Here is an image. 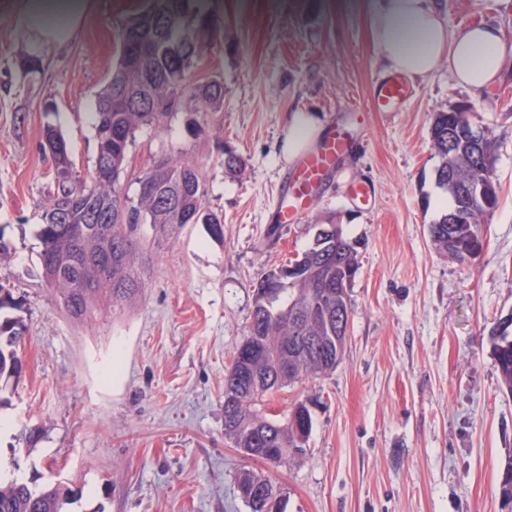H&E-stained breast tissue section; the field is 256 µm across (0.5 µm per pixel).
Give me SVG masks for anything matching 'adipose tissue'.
Returning <instances> with one entry per match:
<instances>
[{
	"label": "adipose tissue",
	"instance_id": "1",
	"mask_svg": "<svg viewBox=\"0 0 512 512\" xmlns=\"http://www.w3.org/2000/svg\"><path fill=\"white\" fill-rule=\"evenodd\" d=\"M91 5L92 0H14L13 11L40 43L62 46L81 32ZM368 23L389 72L425 79L444 62L457 83L479 94L502 71L500 30L489 24L450 33L440 19L436 0H370ZM321 129L318 113H293L288 120L284 154L296 159Z\"/></svg>",
	"mask_w": 512,
	"mask_h": 512
}]
</instances>
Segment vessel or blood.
Here are the masks:
<instances>
[{
  "instance_id": "1",
  "label": "vessel or blood",
  "mask_w": 512,
  "mask_h": 512,
  "mask_svg": "<svg viewBox=\"0 0 512 512\" xmlns=\"http://www.w3.org/2000/svg\"><path fill=\"white\" fill-rule=\"evenodd\" d=\"M410 94V83L403 77H393L381 82L373 98V105L381 112L396 111ZM352 144L345 132L338 131L330 137L323 151L307 155L296 173L297 186L287 200L280 203V221L287 224L307 210V196L322 176L330 170L337 156L350 151Z\"/></svg>"
}]
</instances>
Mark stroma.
<instances>
[{"mask_svg":"<svg viewBox=\"0 0 512 512\" xmlns=\"http://www.w3.org/2000/svg\"><path fill=\"white\" fill-rule=\"evenodd\" d=\"M0 0V286L18 318V377L0 380V462L81 491L68 512H250L235 488L248 460L224 435V375L248 334L255 286L302 255L318 224L356 241L349 338L335 370L267 398L283 413L309 406L303 453L272 475L284 512H508L497 487L512 458V394L500 383L488 331L512 313V0H439L450 32L492 22L504 67L475 95L440 68L416 80L396 112L372 96L389 73L367 27L369 0H181L203 45L198 82L218 80L224 103L203 130L178 104L141 129L119 185L165 155L195 166L203 205L224 237L177 229L153 255L133 302L101 298L79 322L41 277L36 231L54 191L46 125L65 137L90 179L91 112L122 30L149 0H95L65 46L35 47ZM466 105L495 142L497 207L480 226L481 253L464 262L434 245L440 211L436 113ZM320 113L354 145L316 186L306 214L280 223L277 199L292 163L288 116ZM231 146L241 172L224 168ZM368 186L359 195V186Z\"/></svg>","mask_w":512,"mask_h":512,"instance_id":"stroma-1","label":"stroma"}]
</instances>
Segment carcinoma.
<instances>
[{
  "mask_svg": "<svg viewBox=\"0 0 512 512\" xmlns=\"http://www.w3.org/2000/svg\"><path fill=\"white\" fill-rule=\"evenodd\" d=\"M120 50L112 67V82H107L97 93L93 112V129L97 144L92 184L77 179L76 190L81 199L74 217L82 221L87 231L97 232L103 223L87 219L88 213L109 215L112 219V257L95 251L77 236H67L56 217L57 198H51L42 214L37 238L41 244L42 277L53 291L59 305L74 288L91 285L92 292L82 300L84 310L76 317L84 318L92 311L98 295L105 291L116 304L136 299L146 288L148 269L144 254L152 245H160L172 230L181 225L176 210L164 205H151L155 195L175 192L182 214L195 218V223L207 226L210 235L223 238V223L212 212L204 211V185L199 172L187 164L167 162L152 167L137 178L139 191L131 198L118 187V179L136 133L155 121L168 116L161 105H134L114 94V86L136 80L140 72H147L157 81L163 93L187 96L195 103L194 111L216 113L224 100V87L214 81L216 93L197 94L198 84L192 81V71L200 56L196 39L186 33L184 20L176 7L156 10L137 16L120 35ZM182 58L178 71L169 69V59ZM473 121L471 113L456 112L450 116L439 112L433 118L430 137L440 158L435 170V185L450 199L448 208L431 224L435 244L459 261L469 259L481 251L480 225L484 216L496 207L474 205L467 198L466 184L495 180L491 138L477 147L468 136ZM456 135L454 152L448 151V130ZM44 138L54 151V171L73 170L66 141L53 125L44 129ZM149 224L155 231L153 244L144 242L140 226ZM296 281L280 289L277 299L270 304L255 301L250 315L248 335L236 348L230 367L224 376V401L232 400L235 409L225 415V432L235 448L256 451L257 466L241 468L235 482H248L254 476L268 473V468L287 463L296 452L304 451L297 444L298 437L310 435L312 415L307 406L288 412L283 417L268 418L260 413L264 397L273 393L268 378L253 372L243 364L249 355H264L271 361L288 359V351L279 346L283 336H318L321 346L309 350L311 364L280 381L278 389L308 377L320 376L336 368V316H344V327H349L350 288L358 270V251L355 242L342 238L337 246L325 253L310 247L292 261ZM344 289V292L316 299L320 318L311 325L307 318L311 289L325 283ZM25 332L21 320L0 321V379L19 373L20 363L16 344ZM501 383L512 393V317L500 320L489 333ZM77 492L59 483L38 486L35 481H0V512H67Z\"/></svg>",
  "mask_w": 512,
  "mask_h": 512,
  "instance_id": "1",
  "label": "carcinoma"
}]
</instances>
